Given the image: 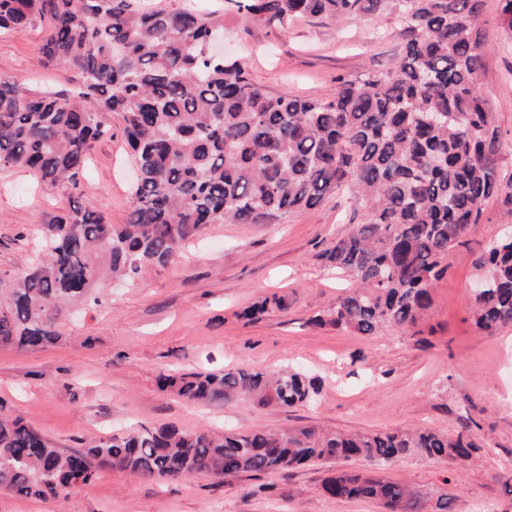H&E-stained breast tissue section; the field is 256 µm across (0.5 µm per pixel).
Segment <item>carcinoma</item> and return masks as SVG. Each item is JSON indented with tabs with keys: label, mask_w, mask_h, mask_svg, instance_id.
<instances>
[{
	"label": "carcinoma",
	"mask_w": 512,
	"mask_h": 512,
	"mask_svg": "<svg viewBox=\"0 0 512 512\" xmlns=\"http://www.w3.org/2000/svg\"><path fill=\"white\" fill-rule=\"evenodd\" d=\"M249 34L283 33L302 17L333 21L394 18L406 43L387 72L339 77L326 98L272 94L237 61L211 53L224 15L185 0H0V31L42 25L46 64L68 71V94L36 91L0 77V169L36 174L48 189L75 187L96 143L118 114L138 172L124 224L89 205L43 215L37 256L21 273H0V346L43 348L61 336L67 306L98 301L99 284L135 281L166 265L213 224H274L349 190L363 221L320 254L354 285L313 323L376 336L410 331L415 344L448 270V254L468 244L484 202L512 218V173L496 156L504 143L477 78L484 0H233ZM499 25L512 33V0H498ZM484 288L469 313L487 335L512 326V232L474 254ZM288 309L272 295L246 308L255 321ZM188 402L247 401L258 407L311 402L322 380L281 369L163 374ZM476 421L433 428L345 433L317 424L250 433L144 428L57 448L18 416L0 412V488L46 500L95 476L98 464L142 481L289 472L316 461L362 458L379 468L409 454L469 465L482 451ZM337 500L375 499L387 512H448L400 482L354 470L324 478Z\"/></svg>",
	"instance_id": "1"
}]
</instances>
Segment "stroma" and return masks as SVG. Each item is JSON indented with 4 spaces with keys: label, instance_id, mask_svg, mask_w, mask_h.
Here are the masks:
<instances>
[{
    "label": "stroma",
    "instance_id": "35a3bbf8",
    "mask_svg": "<svg viewBox=\"0 0 512 512\" xmlns=\"http://www.w3.org/2000/svg\"><path fill=\"white\" fill-rule=\"evenodd\" d=\"M498 0H485L479 19L488 41L479 90L502 139L512 138V40L498 25ZM224 50L271 93L324 98L337 77L386 71L404 43L396 20L344 23L298 19L279 37L244 34L226 0ZM41 26L0 34V75L30 80L49 92L69 89V74L46 67ZM111 138L97 143L75 193L110 223H126L130 169L123 123L107 118ZM22 170L0 171V271L17 273L32 259L31 230L41 216L67 205ZM466 247L453 250L448 272L433 290L422 327L431 345L406 333L362 336L310 326L352 284L325 267L319 252L361 221L354 198L335 195L277 224H217L176 263L147 269L136 283L104 286L60 327L54 344L34 350L0 347V405L59 448L129 429L173 426L183 431L239 432L320 423L346 432L378 433L429 427L452 431L459 414L478 422L481 457L457 471L446 462L408 456L385 469L362 460L349 469L406 483L434 500L448 496L453 512L489 502L512 512V326L481 333L469 316L476 279L473 252L504 230L495 202ZM288 308L260 320L241 311L266 296ZM296 368L324 379L314 404L257 408L238 401L196 405L158 389L160 373ZM313 463L292 473L242 474L221 480L195 476L144 482L108 466L76 490L40 500L0 489V512H385L372 499L336 500L321 488L331 471Z\"/></svg>",
    "mask_w": 512,
    "mask_h": 512
}]
</instances>
